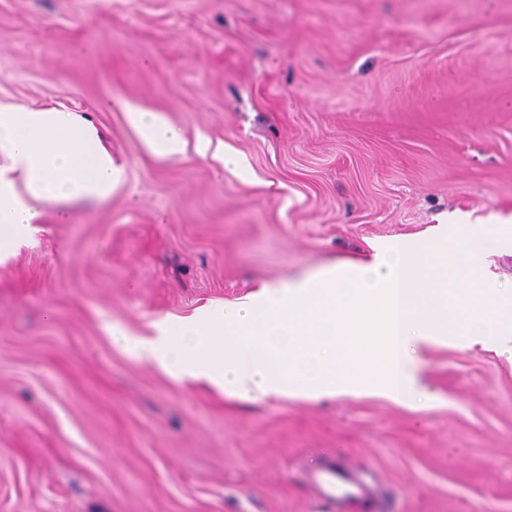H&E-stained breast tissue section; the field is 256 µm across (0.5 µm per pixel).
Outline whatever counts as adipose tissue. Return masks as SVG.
<instances>
[{"mask_svg":"<svg viewBox=\"0 0 512 512\" xmlns=\"http://www.w3.org/2000/svg\"><path fill=\"white\" fill-rule=\"evenodd\" d=\"M156 156L184 154L158 115L127 112ZM121 170L87 116L0 103V257L25 242L47 208L107 201ZM512 238L508 224H457L423 245H378L264 289L233 309L161 317L150 337L113 334L140 361L250 400L384 396L416 402L422 350L475 340L512 358V286L490 282L478 254Z\"/></svg>","mask_w":512,"mask_h":512,"instance_id":"adipose-tissue-1","label":"adipose tissue"}]
</instances>
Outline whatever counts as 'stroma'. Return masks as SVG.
<instances>
[{
	"mask_svg": "<svg viewBox=\"0 0 512 512\" xmlns=\"http://www.w3.org/2000/svg\"><path fill=\"white\" fill-rule=\"evenodd\" d=\"M0 102L88 114L124 169L0 262V512H328L329 464L373 490L349 512H512V358L428 348L421 403L253 402L112 342L379 239L512 225V0H0ZM128 118L137 128L145 146L156 156L172 157L185 153L186 143L181 132L168 125L153 112L128 109Z\"/></svg>",
	"mask_w": 512,
	"mask_h": 512,
	"instance_id": "stroma-1",
	"label": "stroma"
}]
</instances>
